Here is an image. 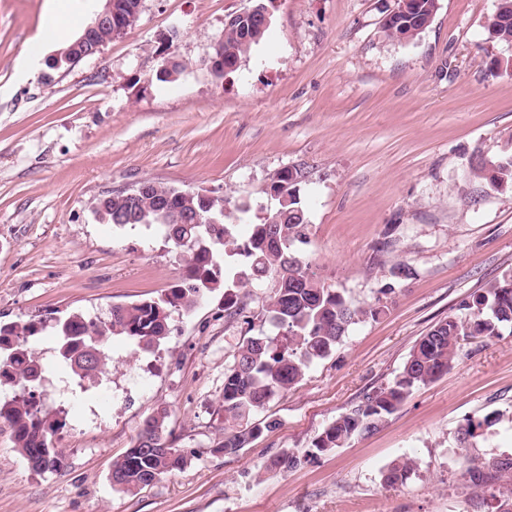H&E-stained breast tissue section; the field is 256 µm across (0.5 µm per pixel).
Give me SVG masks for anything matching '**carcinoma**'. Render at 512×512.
I'll list each match as a JSON object with an SVG mask.
<instances>
[{"label":"carcinoma","mask_w":512,"mask_h":512,"mask_svg":"<svg viewBox=\"0 0 512 512\" xmlns=\"http://www.w3.org/2000/svg\"><path fill=\"white\" fill-rule=\"evenodd\" d=\"M258 17L246 18L224 29V60L240 64L265 37L270 22L261 14L268 0H253ZM438 0H397L396 22L383 24L392 39L412 40L432 20ZM488 29L498 41L512 44V0H502L488 20ZM476 173L494 187L512 186V154L480 158ZM292 201L270 216L268 224H253L245 238L237 237L236 225L225 221L224 202L205 204L188 199L180 191L161 185L148 187L141 204L121 196L97 201V212L115 226H154L174 245L187 253L185 271L179 282L159 300L117 305L112 319L102 322L75 312L54 326L57 356L65 375L76 386L96 384L112 363L109 340L124 336L144 350H152L169 333L174 312L193 308L204 292L224 289V317L240 314L246 304L231 290L223 274L224 258L244 259L248 277L272 283V294L262 306V320L271 333L261 332L242 342L224 372V441L216 451L236 453L275 427L271 421L255 418L278 393L303 380L312 364L330 356L342 344L352 325L375 318L383 311L382 298L365 307L353 305L344 292L327 286L309 273L308 264L293 252V245L306 237L308 226L301 182L289 184ZM217 220L206 223V218ZM512 330V273L472 294L459 305V313L436 323L411 349L395 378L366 394L357 404L336 416L300 453L283 449L265 465L268 472H286L321 454L343 447L357 436L369 434L395 413L414 390L447 373L457 361L459 338H492L501 330ZM45 329V323L16 321L0 326V387H15L21 396L0 399V424L8 427L15 448L36 473L59 472L65 466L52 437L62 426L58 412L43 401L40 385L45 381L39 353L31 346ZM168 415L149 418L133 446L112 462V488L134 492L186 464L184 451L167 444L164 433ZM496 413L475 423L468 421L457 432L461 448H473L476 439L491 428ZM473 486H493L487 512H512V461L489 458L476 462L463 457ZM414 462L399 457L388 466L384 482L404 483Z\"/></svg>","instance_id":"carcinoma-1"}]
</instances>
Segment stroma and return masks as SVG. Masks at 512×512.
<instances>
[{
	"label": "stroma",
	"mask_w": 512,
	"mask_h": 512,
	"mask_svg": "<svg viewBox=\"0 0 512 512\" xmlns=\"http://www.w3.org/2000/svg\"><path fill=\"white\" fill-rule=\"evenodd\" d=\"M246 0H143L139 19L100 53L47 67L54 33L73 39L89 0H0V326L55 323L161 297L184 271L171 241L101 220L92 201L151 181L226 199L240 233L279 202L266 185L296 167L308 181V231L295 251L354 305L382 299L326 359L261 411L274 422L247 448L224 437V372L263 327L266 284L249 320L225 321L224 293L172 313L161 345L112 340L101 384L63 408L53 443L65 467L37 474L0 429V512H484L465 485L460 426L497 411L468 454L512 458V332L463 345L448 373L416 389L375 432L285 473L268 459L304 450L321 429L392 380L416 341L473 292L512 272V187L471 176L512 152V45L487 19L499 0H439L415 39L388 38L394 0H275L266 37L215 78L207 57ZM180 61L156 80L162 51ZM413 274L393 276L396 265ZM392 292L381 295L380 290ZM157 361L142 385L130 375ZM167 410L165 436L187 465L133 493L114 491L113 460ZM416 465L386 485L396 457Z\"/></svg>",
	"instance_id": "obj_1"
}]
</instances>
